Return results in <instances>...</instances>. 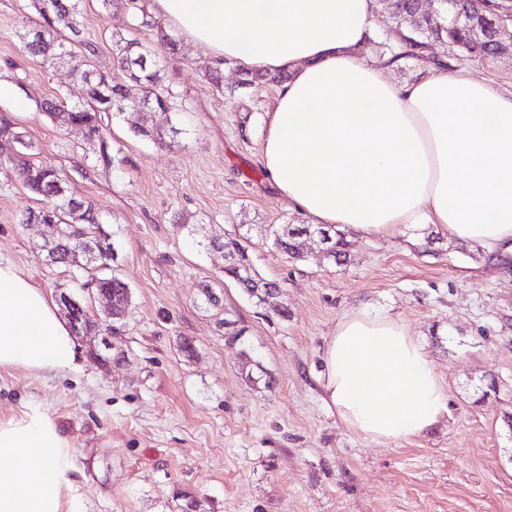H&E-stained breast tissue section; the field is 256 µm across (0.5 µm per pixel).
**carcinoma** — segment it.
<instances>
[{"label":"carcinoma","instance_id":"carcinoma-1","mask_svg":"<svg viewBox=\"0 0 512 512\" xmlns=\"http://www.w3.org/2000/svg\"><path fill=\"white\" fill-rule=\"evenodd\" d=\"M26 2L27 6L38 13L41 21L34 22V27L38 28V37L31 36L23 42L22 52L44 62L51 61L55 55L63 56L81 74H92L93 88L104 95L112 94L110 99H100L91 95L90 103L82 106L70 105L60 95L45 101L42 109L51 121L55 122V126H61V123L56 121V117L62 114L65 120L83 125L89 137L101 139L104 137L103 127L98 121V114L101 112L120 114L137 99L147 104L149 113L168 111V98L156 90L161 81V69L156 62L158 49L145 47L135 38L118 35L113 38L112 50L114 69L122 74V78L101 76L93 71L90 59L85 53V50L91 47V43L84 39L79 21L82 0H26ZM100 2L105 10L114 5L123 8L133 20L143 24L147 23L149 18V0H100ZM380 5L395 24L399 23L401 15H408L411 12L410 0H380ZM402 44L407 47V50L397 52L387 41L375 35L367 39L366 48L381 57L389 53L395 59L413 56L415 50L424 49L432 44L442 47L450 44L458 51L472 54L474 58H482L490 52V49L484 47L476 52L473 51L469 33L461 26L448 24L445 7L440 8V12L434 17L424 20L419 27L412 29L411 35L404 37ZM134 133L158 144H164L163 133L151 125L147 118L135 127ZM1 135L14 140L17 155L8 156L4 160L0 159V165L8 164L16 179L25 188L44 197L45 203L57 207L56 223L61 225L66 248L58 253L56 263L65 266L78 264L77 243L73 234L81 233L92 237L98 228L91 202L81 200L84 210L81 214L75 215L69 211L65 201L49 197L50 181L58 169L40 159L39 154L34 152L32 144L24 139L22 133L15 130L13 123L0 117ZM308 233H310L308 224H285L270 231L267 240L287 259L299 261L301 260L299 238ZM318 233L321 240L325 242L327 259L336 264L343 263L352 242L347 240L345 234L340 231V225L320 228ZM246 241L248 237L244 235L227 233L222 238L211 240L210 245L247 261L249 257ZM224 275L232 278L241 292L258 305L265 306L268 301H275L280 297L281 285L262 277L253 267L250 268L249 277L246 279L234 278L233 272L229 269L224 270ZM95 288L112 300V303L120 306L121 319L112 323V330L122 331L127 324L132 307V291L128 283L116 273L112 275L106 273L95 277Z\"/></svg>","mask_w":512,"mask_h":512}]
</instances>
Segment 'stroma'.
I'll return each mask as SVG.
<instances>
[{"mask_svg": "<svg viewBox=\"0 0 512 512\" xmlns=\"http://www.w3.org/2000/svg\"><path fill=\"white\" fill-rule=\"evenodd\" d=\"M35 18L19 0H0V82L11 91L0 116L92 202L133 296L122 364H100L95 337L80 336L76 375L0 371V419L36 403L70 439L75 512H184L190 503L194 512H512V255L414 224L386 239L347 232L354 248L341 266L313 243L303 261H288L263 240L268 225L306 221L262 163L277 84L245 87V70L230 63L215 87L210 59L185 43L159 58L173 108L150 121L166 130L164 144L134 136L133 111L103 116L99 142L60 131L42 112L58 93L82 102L84 87L67 66L23 56ZM80 21L96 68L112 73L111 36L127 30L128 14L83 0ZM438 62L512 92V59L439 46L402 58L388 76L411 83ZM38 206L0 168V258L51 296H81L91 271L47 264L43 227L19 222ZM234 230L250 236L256 269L281 283L287 316L242 298L224 281L223 253L203 248ZM206 282L223 288V313L204 303ZM355 311L391 315L424 344L448 411L423 435H358L327 402L326 347ZM221 317L245 328L243 343L226 341ZM183 336L194 339L193 356L180 352Z\"/></svg>", "mask_w": 512, "mask_h": 512, "instance_id": "35a3bbf8", "label": "stroma"}]
</instances>
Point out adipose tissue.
<instances>
[{
	"label": "adipose tissue",
	"instance_id": "obj_1",
	"mask_svg": "<svg viewBox=\"0 0 512 512\" xmlns=\"http://www.w3.org/2000/svg\"><path fill=\"white\" fill-rule=\"evenodd\" d=\"M155 15L214 63L287 73L267 115L262 162L312 223L363 238L433 224L449 238L512 252V92L436 71L409 85L358 50L378 0H151ZM69 324L44 288L0 260V370L79 372ZM341 421L374 440L423 435L448 395L400 321L343 316L324 356ZM71 441L28 406L0 419V512H74Z\"/></svg>",
	"mask_w": 512,
	"mask_h": 512
}]
</instances>
